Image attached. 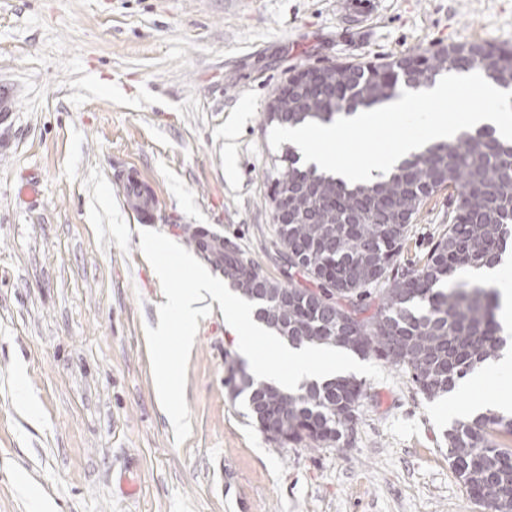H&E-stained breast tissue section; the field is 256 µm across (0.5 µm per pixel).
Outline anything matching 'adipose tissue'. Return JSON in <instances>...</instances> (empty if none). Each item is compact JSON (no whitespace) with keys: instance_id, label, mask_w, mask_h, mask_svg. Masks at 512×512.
Here are the masks:
<instances>
[{"instance_id":"1","label":"adipose tissue","mask_w":512,"mask_h":512,"mask_svg":"<svg viewBox=\"0 0 512 512\" xmlns=\"http://www.w3.org/2000/svg\"><path fill=\"white\" fill-rule=\"evenodd\" d=\"M481 88L486 100L485 107L470 112L465 122L462 123L450 121L436 113L408 112L406 100L393 99L367 112L356 111L349 115H341L333 125H325L314 131L303 125L293 126L287 128L284 135L289 142L298 146L306 145L313 137L332 141L344 128L356 132L372 129L387 113L403 115L407 121L422 125L424 129L422 136L400 138L395 146L377 161L356 165H339L323 154L311 153L306 157L308 165L314 166L320 172L342 179L350 185H369L387 176L411 154L420 152L429 144L456 139L466 131L493 126L498 128L505 138L512 139V120L508 119L506 112L501 107L500 90L488 79L482 81ZM509 265H512L511 252L502 255L499 266H483L470 269L468 272L473 281L498 285L500 291L499 323L501 333L505 336L512 335V286L499 284L497 273L499 267Z\"/></svg>"}]
</instances>
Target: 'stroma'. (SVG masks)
<instances>
[{
	"instance_id": "35a3bbf8",
	"label": "stroma",
	"mask_w": 512,
	"mask_h": 512,
	"mask_svg": "<svg viewBox=\"0 0 512 512\" xmlns=\"http://www.w3.org/2000/svg\"><path fill=\"white\" fill-rule=\"evenodd\" d=\"M470 41L512 47V0H0V512H35L23 482L46 512H484L449 465L451 418L391 366L366 379L349 441L270 445L224 384L240 353L217 305L176 443L144 333L165 297L123 196L136 167L156 231L183 246L208 228L284 280L276 88L302 65ZM413 131L386 119L308 149L358 163ZM450 195L425 201L405 260L447 227Z\"/></svg>"
}]
</instances>
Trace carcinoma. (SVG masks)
<instances>
[{
	"instance_id": "cac0c4a2",
	"label": "carcinoma",
	"mask_w": 512,
	"mask_h": 512,
	"mask_svg": "<svg viewBox=\"0 0 512 512\" xmlns=\"http://www.w3.org/2000/svg\"><path fill=\"white\" fill-rule=\"evenodd\" d=\"M470 42L368 64L336 62L298 96L279 93L280 126L331 124L343 110L380 104L406 84L425 86L445 73L489 67L512 87V47L481 44L484 63L468 62ZM279 256L312 284L288 275L282 284L234 249L214 259L224 278L255 306V315L295 346H330L403 370L418 392L435 399L496 359L507 344L495 320L494 292L479 285L438 287L469 266H493L512 240V143L487 128L455 142L431 144L390 177L348 186L299 165L287 150L273 165ZM457 192L446 230L427 255L401 264L408 225L435 192ZM248 417L277 448H334L351 439L364 383L353 377L311 382L289 393L249 376ZM512 416L492 409L446 431L448 461L476 503L512 512Z\"/></svg>"
}]
</instances>
